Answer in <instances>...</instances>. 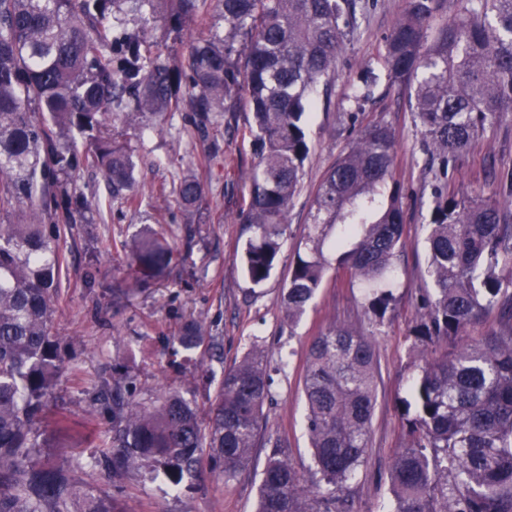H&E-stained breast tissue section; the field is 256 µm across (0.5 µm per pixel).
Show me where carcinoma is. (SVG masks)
<instances>
[{
  "label": "carcinoma",
  "mask_w": 512,
  "mask_h": 512,
  "mask_svg": "<svg viewBox=\"0 0 512 512\" xmlns=\"http://www.w3.org/2000/svg\"><path fill=\"white\" fill-rule=\"evenodd\" d=\"M165 5L172 31L196 18L216 26L186 43L185 62L162 56L134 33H114L117 8ZM444 0H408L385 38L378 64L409 89V108L429 164H438L427 237L424 298L412 330L424 364L412 388L410 443L389 472L390 512H512V224L496 199L448 193L449 162L512 112V0H464L438 21ZM358 0H0V512H126L77 478L105 463L112 476L146 468L180 485L203 454L224 476L249 468L253 449H270L257 512H351L349 482L366 461L377 401L374 336L394 302L402 253L403 205L394 178V134L360 131L320 184L310 224L296 246L284 319L297 324L323 282L326 244L351 283L367 289L365 333L329 327L307 351L303 394L314 470L306 480L281 436H264L270 397L267 356L252 346L224 371L211 426L177 391L161 388L133 403L121 382H102L93 401L112 411V439L98 458L49 462L33 427L69 363L52 334L67 267L62 235L102 215L98 200L77 203L76 183L101 172L112 200L136 203V161L112 139L108 121H143L184 109L200 136L238 105L253 113L259 145L243 222V252L255 286L271 275L288 210L310 156L305 127L313 94L331 81L351 40ZM192 173L177 187L191 211L203 195ZM143 277L160 274L170 248L154 230L129 245ZM496 313L499 328L456 345L474 321ZM178 344L221 343L202 323H184Z\"/></svg>",
  "instance_id": "carcinoma-1"
}]
</instances>
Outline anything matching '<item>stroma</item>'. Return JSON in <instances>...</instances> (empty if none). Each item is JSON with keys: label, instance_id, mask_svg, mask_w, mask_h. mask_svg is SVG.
<instances>
[{"label": "stroma", "instance_id": "stroma-1", "mask_svg": "<svg viewBox=\"0 0 512 512\" xmlns=\"http://www.w3.org/2000/svg\"><path fill=\"white\" fill-rule=\"evenodd\" d=\"M406 5L407 0H375L369 11L358 12L357 31L337 58L328 93H315L307 129L310 158L288 212L276 268L260 286L249 282L242 266L249 233L241 214L257 162L251 112L225 113L205 139L188 135L187 112L169 113L150 129L111 123L113 138L127 143L137 157L141 205L134 210L113 204L104 221L78 225L61 240L68 265L53 330L74 369L60 376L37 427L43 457L87 461L97 456L99 437L112 434L110 416L91 403L95 385L104 381L122 380L128 397L140 403L169 386L196 408L200 422H207L225 370L257 343L266 349L272 377V397L264 405L266 429L287 438L291 463L310 476L302 390L306 351L331 324L363 325L364 296L333 265L296 326L284 321L282 298L318 185L357 131L382 125L396 138L394 177L403 193L405 252L397 263L395 302L375 338L380 379L368 457L350 490L353 512H387L389 470L407 444L404 401L423 364L411 329L430 285L426 238L435 173L420 149V131L401 87L379 79L371 99L359 106L353 94ZM190 172L204 193L188 213L177 203L176 188ZM511 184L512 112L458 157L448 171V190L459 197L498 199ZM146 226L164 233L173 253L165 274L148 281L141 280L126 249ZM192 318L204 319L210 335L222 342V357L203 347L187 351L179 346V330ZM59 414L68 417L62 429L53 423ZM267 454L256 448L249 469L232 480L203 467L177 493L142 469L110 478L95 468L84 478L101 494L123 502L128 512H256Z\"/></svg>", "mask_w": 512, "mask_h": 512}]
</instances>
